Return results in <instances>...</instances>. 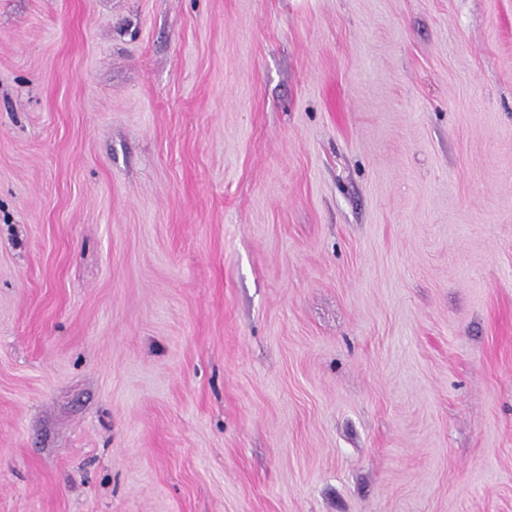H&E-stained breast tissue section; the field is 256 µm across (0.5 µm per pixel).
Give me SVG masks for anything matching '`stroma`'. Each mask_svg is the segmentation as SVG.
I'll use <instances>...</instances> for the list:
<instances>
[{"mask_svg": "<svg viewBox=\"0 0 512 512\" xmlns=\"http://www.w3.org/2000/svg\"><path fill=\"white\" fill-rule=\"evenodd\" d=\"M0 512H512V0H0Z\"/></svg>", "mask_w": 512, "mask_h": 512, "instance_id": "stroma-1", "label": "stroma"}]
</instances>
